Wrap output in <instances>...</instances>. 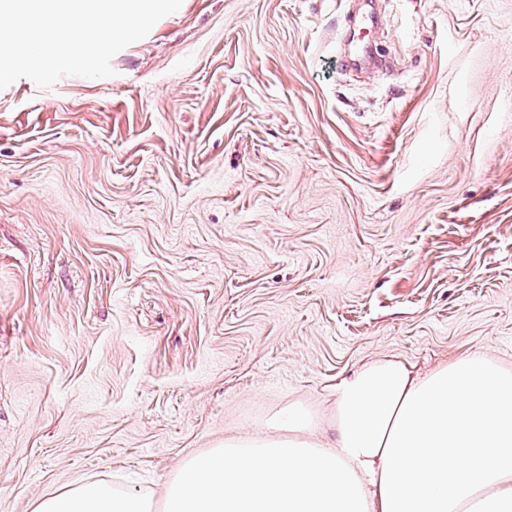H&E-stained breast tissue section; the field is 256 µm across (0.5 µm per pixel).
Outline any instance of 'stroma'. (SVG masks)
Here are the masks:
<instances>
[{
    "instance_id": "stroma-1",
    "label": "stroma",
    "mask_w": 512,
    "mask_h": 512,
    "mask_svg": "<svg viewBox=\"0 0 512 512\" xmlns=\"http://www.w3.org/2000/svg\"><path fill=\"white\" fill-rule=\"evenodd\" d=\"M182 0L0 90V512L178 466L363 363L512 370V0Z\"/></svg>"
}]
</instances>
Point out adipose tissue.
I'll return each mask as SVG.
<instances>
[{"instance_id":"ef3b65f1","label":"adipose tissue","mask_w":512,"mask_h":512,"mask_svg":"<svg viewBox=\"0 0 512 512\" xmlns=\"http://www.w3.org/2000/svg\"><path fill=\"white\" fill-rule=\"evenodd\" d=\"M332 442L289 407L273 433L225 439L163 495L105 482L34 512H512V371L469 352L428 372L362 365L335 389Z\"/></svg>"}]
</instances>
